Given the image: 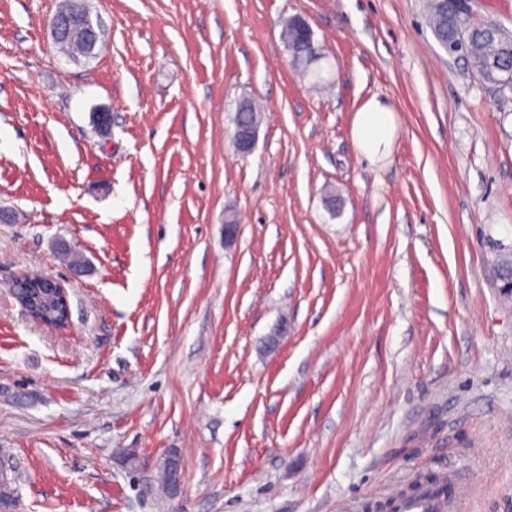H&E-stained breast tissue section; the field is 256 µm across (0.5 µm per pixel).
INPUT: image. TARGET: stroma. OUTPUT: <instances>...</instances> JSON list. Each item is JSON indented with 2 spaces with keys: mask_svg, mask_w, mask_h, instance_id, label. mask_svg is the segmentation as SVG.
I'll list each match as a JSON object with an SVG mask.
<instances>
[{
  "mask_svg": "<svg viewBox=\"0 0 512 512\" xmlns=\"http://www.w3.org/2000/svg\"><path fill=\"white\" fill-rule=\"evenodd\" d=\"M59 2L0 0L14 512H363L419 471L512 512V91L441 47L429 0H87L105 39L81 61L50 37ZM295 17L328 88L291 65ZM244 96L264 112L243 159ZM372 97L396 127L375 162L351 135ZM33 268L66 328L16 301ZM259 124L260 122L253 121L234 125L233 145L240 156L247 157L255 150Z\"/></svg>",
  "mask_w": 512,
  "mask_h": 512,
  "instance_id": "obj_1",
  "label": "stroma"
}]
</instances>
